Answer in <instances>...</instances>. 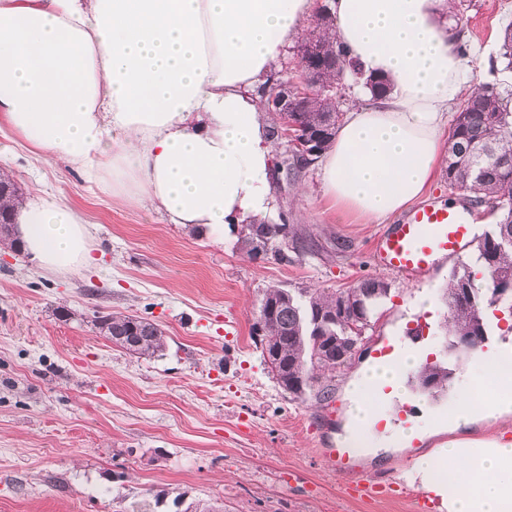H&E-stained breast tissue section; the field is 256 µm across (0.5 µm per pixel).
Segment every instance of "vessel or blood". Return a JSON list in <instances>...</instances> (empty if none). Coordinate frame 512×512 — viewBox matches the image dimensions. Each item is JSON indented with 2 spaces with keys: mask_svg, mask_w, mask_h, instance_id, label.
Returning a JSON list of instances; mask_svg holds the SVG:
<instances>
[{
  "mask_svg": "<svg viewBox=\"0 0 512 512\" xmlns=\"http://www.w3.org/2000/svg\"><path fill=\"white\" fill-rule=\"evenodd\" d=\"M473 243L472 225L465 207L425 204L415 209L405 222L393 225L380 243L378 257L386 267L414 276L429 269L434 254L459 256ZM330 459L345 492L367 498L393 496L389 486L365 483L356 477L347 452L332 451Z\"/></svg>",
  "mask_w": 512,
  "mask_h": 512,
  "instance_id": "obj_1",
  "label": "vessel or blood"
}]
</instances>
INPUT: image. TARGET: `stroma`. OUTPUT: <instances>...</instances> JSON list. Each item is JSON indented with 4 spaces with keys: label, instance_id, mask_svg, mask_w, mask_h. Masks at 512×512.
<instances>
[{
    "label": "stroma",
    "instance_id": "obj_1",
    "mask_svg": "<svg viewBox=\"0 0 512 512\" xmlns=\"http://www.w3.org/2000/svg\"><path fill=\"white\" fill-rule=\"evenodd\" d=\"M463 64L483 80L512 23V0H462ZM21 191L42 189L93 223V265L48 274L0 246V512H184L202 501L223 512H416L412 497L352 499L328 459L345 445L347 388L391 341L435 357L445 340L442 300L456 258L421 278L374 255L387 223L340 218L322 195L320 165L272 176L271 223L289 221L311 252L282 262L250 256L240 228L223 239L168 223L149 205L128 207L82 175L23 148L0 152ZM379 277L391 291L363 350L337 372L329 399H291L252 334L264 290L333 291ZM428 297L432 310L416 308ZM136 315L165 331L160 354L136 356L93 325ZM424 432L411 445L383 441L357 454L359 474L400 483L402 470L448 442Z\"/></svg>",
    "mask_w": 512,
    "mask_h": 512
}]
</instances>
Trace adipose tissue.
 Segmentation results:
<instances>
[{"instance_id":"1","label":"adipose tissue","mask_w":512,"mask_h":512,"mask_svg":"<svg viewBox=\"0 0 512 512\" xmlns=\"http://www.w3.org/2000/svg\"><path fill=\"white\" fill-rule=\"evenodd\" d=\"M316 0H0V123L127 205L169 223L263 220L272 210L274 143L257 88L316 20ZM336 41L364 76L322 157V195L344 218L375 224L421 199L446 158L445 122L475 89L463 72L447 0H330ZM26 254L49 273L92 260V225L44 191L13 200ZM406 347L351 390L347 445L370 448L381 386L405 394ZM512 417V347L476 353L467 384L430 428L454 432L408 472L446 512H512V440L475 438V420Z\"/></svg>"}]
</instances>
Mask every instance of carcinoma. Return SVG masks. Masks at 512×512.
Returning a JSON list of instances; mask_svg holds the SVG:
<instances>
[{"instance_id":"obj_1","label":"carcinoma","mask_w":512,"mask_h":512,"mask_svg":"<svg viewBox=\"0 0 512 512\" xmlns=\"http://www.w3.org/2000/svg\"><path fill=\"white\" fill-rule=\"evenodd\" d=\"M335 29L327 6L319 8L314 45L313 75L322 86L339 90L345 78L356 76L355 67L336 48ZM499 61L512 69V24L500 37ZM365 85L374 98L391 91L383 76H369ZM343 112L329 94L316 95L290 113L300 136L316 141L309 158L292 154L293 166L304 168L318 161L332 142ZM445 177L448 188L485 206L497 215L490 229L477 237L474 258L451 272L443 299L448 308L445 354L457 358L481 348L490 336L488 311L512 310V293L499 294L500 283L512 280V90L497 81L483 82L456 110L449 138ZM296 240L290 224H247L243 243L254 256L267 252L270 243ZM390 292L379 278H365L332 292L302 290L293 293L269 287L259 301L254 331L261 351L277 350L273 378L293 399L309 394L324 401L332 392L333 372L347 367L361 351L365 331ZM96 328L112 337L116 346L140 356H154L164 349L165 331L139 316H105ZM470 336L472 346L462 348L457 339ZM451 369L442 359L426 363L415 384L429 397L447 389Z\"/></svg>"}]
</instances>
